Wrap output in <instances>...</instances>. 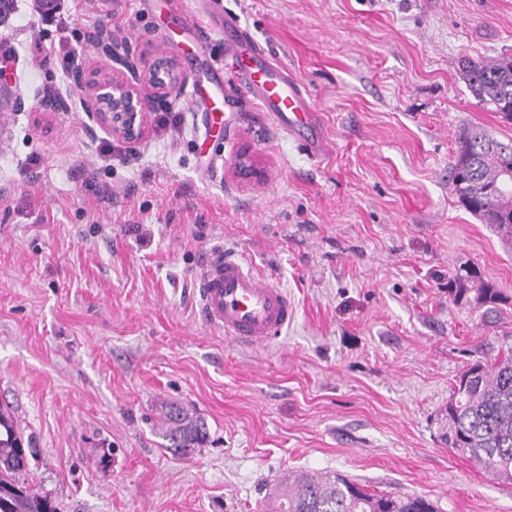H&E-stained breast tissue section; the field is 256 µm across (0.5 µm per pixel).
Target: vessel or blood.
<instances>
[{"instance_id":"vessel-or-blood-1","label":"vessel or blood","mask_w":512,"mask_h":512,"mask_svg":"<svg viewBox=\"0 0 512 512\" xmlns=\"http://www.w3.org/2000/svg\"><path fill=\"white\" fill-rule=\"evenodd\" d=\"M207 18L231 32L228 46L243 63L237 79L268 116L290 134L311 127L314 115L302 86L283 67L269 61L238 19L225 13L222 0H210ZM198 294L205 322L223 329L225 338L236 344L266 346L295 317L287 291L235 253L217 250L210 254L201 268Z\"/></svg>"}]
</instances>
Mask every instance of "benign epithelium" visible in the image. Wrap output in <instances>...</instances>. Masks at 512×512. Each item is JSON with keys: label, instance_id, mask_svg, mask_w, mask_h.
<instances>
[{"label": "benign epithelium", "instance_id": "1", "mask_svg": "<svg viewBox=\"0 0 512 512\" xmlns=\"http://www.w3.org/2000/svg\"><path fill=\"white\" fill-rule=\"evenodd\" d=\"M89 39L111 62L110 73L92 81L84 67L70 72L71 84L85 94L84 122L91 139L102 131L122 143L128 153L141 144L151 114L176 97L188 82L180 60L167 52L151 60H137L126 52L104 28L93 30Z\"/></svg>", "mask_w": 512, "mask_h": 512}]
</instances>
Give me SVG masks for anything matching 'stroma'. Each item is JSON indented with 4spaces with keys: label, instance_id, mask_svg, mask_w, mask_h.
Here are the masks:
<instances>
[{
    "label": "stroma",
    "instance_id": "obj_1",
    "mask_svg": "<svg viewBox=\"0 0 512 512\" xmlns=\"http://www.w3.org/2000/svg\"><path fill=\"white\" fill-rule=\"evenodd\" d=\"M169 0H14L0 19V403L37 450L27 483L60 512H258L286 473H342L438 512H512V484L448 447L451 385L512 353L458 302L467 265L512 291V248L462 208L449 171L463 127L512 125L477 105L464 58L512 55V0H223L299 80L326 152L268 119L235 79L224 37L214 106L188 95L151 116L136 154L91 141L59 67L109 61L103 25L136 58L193 31ZM249 152L258 177L237 175ZM246 254L297 313L265 347L207 325L196 276L215 249ZM178 403L207 441L175 456Z\"/></svg>",
    "mask_w": 512,
    "mask_h": 512
}]
</instances>
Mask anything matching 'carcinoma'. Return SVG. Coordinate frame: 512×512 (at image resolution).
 Masks as SVG:
<instances>
[{
    "instance_id": "carcinoma-1",
    "label": "carcinoma",
    "mask_w": 512,
    "mask_h": 512,
    "mask_svg": "<svg viewBox=\"0 0 512 512\" xmlns=\"http://www.w3.org/2000/svg\"><path fill=\"white\" fill-rule=\"evenodd\" d=\"M463 78L476 103L511 124L512 57L465 60ZM502 142L481 127L458 137L451 167L452 191L458 202L484 224L512 243V195L498 194L507 161ZM455 296L481 311L487 324L512 308V295L484 279L473 267L454 279ZM165 448L186 452L204 442V421L178 404L163 412ZM450 448L502 482H512V354L491 364L477 362L462 372L448 400ZM32 453L11 411L0 405V512H56L51 501L24 486L22 477ZM263 512H438L434 503L419 495L377 494L347 476L292 473L269 491Z\"/></svg>"
}]
</instances>
